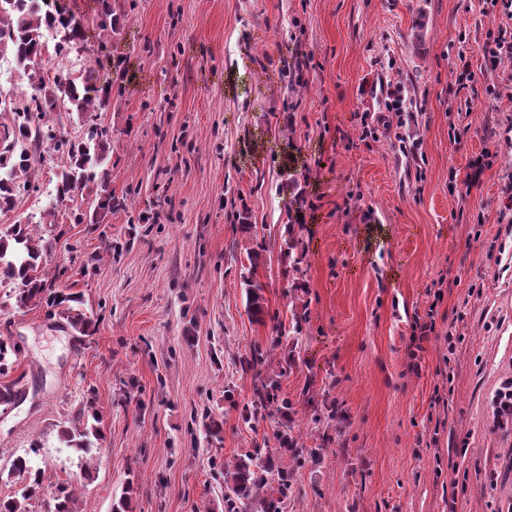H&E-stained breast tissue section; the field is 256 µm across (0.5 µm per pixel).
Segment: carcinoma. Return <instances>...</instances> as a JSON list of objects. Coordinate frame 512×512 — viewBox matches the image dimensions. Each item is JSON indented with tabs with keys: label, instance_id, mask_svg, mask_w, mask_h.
<instances>
[{
	"label": "carcinoma",
	"instance_id": "cac0c4a2",
	"mask_svg": "<svg viewBox=\"0 0 512 512\" xmlns=\"http://www.w3.org/2000/svg\"><path fill=\"white\" fill-rule=\"evenodd\" d=\"M97 7L90 17L75 12L62 0H55L50 7L49 0H0V54L10 53L16 70L23 72L30 80L31 93L25 97L22 107L14 108V127L0 139V211L12 209L15 195L35 188L32 181L36 156L25 149L24 144H39L54 139L50 130L44 129L41 120L48 112H55L64 106L73 112H96L108 106L112 98V87L123 83L125 69L121 60L112 64L111 71L97 60L84 69L82 76L69 78L62 73L54 76L53 83L47 84L35 77L36 66L42 60L46 47V36L51 34L62 48L71 51L85 50L91 30L106 32L117 43L121 41L124 26L121 14L113 5L115 0H96ZM98 140L93 144L57 141L56 150L66 152L68 168L61 173L57 188V203L74 200L77 193L88 184L96 186V205L92 212L75 213L77 224H97L112 209L123 205L112 194L108 173L96 172L89 167L92 154L104 159L107 149L108 131L96 132ZM48 247L34 243L31 229L27 224H11L0 229V285H14L10 299L13 305L23 308L32 301L47 300L58 313L68 321L71 328L85 333L92 324L81 309L83 301L77 293L53 290L43 274L41 265ZM248 312L258 317L263 313L260 288L247 282ZM274 347H255L240 360V369L254 375L253 400L245 419L249 420L266 411L288 413L292 409L287 398L279 395L278 380L263 374L270 352ZM17 356L14 345L0 339V376L12 369L13 357ZM18 382L0 384V406L13 405L19 397ZM84 411L94 424H83L61 431L62 439L70 446L89 450L92 439L100 437L101 418L95 407V400L86 401ZM279 448L275 453L248 454L238 460L233 468L224 469V512H247L259 491L266 490L265 512H281L282 504L288 500L293 486V470L277 462V455L294 452V462L300 467L304 463L302 454L294 449V439L283 432L278 436ZM9 474L25 477L27 484L21 498L0 499V512H30V501L43 490V473L29 465V461L18 456L14 459ZM54 512H73L74 495L67 487L61 486L54 496Z\"/></svg>",
	"mask_w": 512,
	"mask_h": 512
}]
</instances>
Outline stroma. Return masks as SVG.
I'll use <instances>...</instances> for the list:
<instances>
[{
    "label": "stroma",
    "instance_id": "stroma-1",
    "mask_svg": "<svg viewBox=\"0 0 512 512\" xmlns=\"http://www.w3.org/2000/svg\"><path fill=\"white\" fill-rule=\"evenodd\" d=\"M119 8L123 94L43 122L72 142L108 129L125 207L72 223L56 202L67 156L49 141L35 191L0 212V227L33 225L50 244L44 277L82 294L92 321L83 335L46 303L0 306L22 391L0 409V498L21 495L9 469L24 456L47 489L33 512L59 484L76 512H112L127 489L131 512H224L222 466L288 429L319 457L296 470L283 512H512V428L493 424L512 379V62L481 53L512 19L480 0ZM462 60L476 78L459 89ZM396 86L406 123L362 138V113ZM485 150L494 162L468 185ZM258 245L260 322L241 284ZM429 311L435 331L413 350L411 318ZM275 337L268 373L292 419L244 423L254 377L239 360ZM90 397L103 437L82 452L60 432Z\"/></svg>",
    "mask_w": 512,
    "mask_h": 512
}]
</instances>
